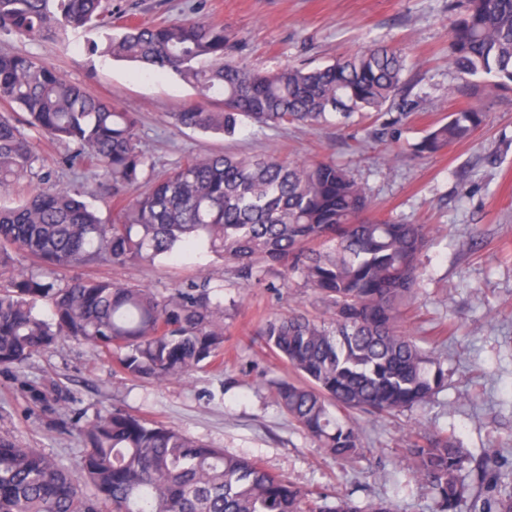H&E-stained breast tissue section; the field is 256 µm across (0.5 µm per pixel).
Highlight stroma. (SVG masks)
I'll return each mask as SVG.
<instances>
[{"instance_id": "1", "label": "stroma", "mask_w": 512, "mask_h": 512, "mask_svg": "<svg viewBox=\"0 0 512 512\" xmlns=\"http://www.w3.org/2000/svg\"><path fill=\"white\" fill-rule=\"evenodd\" d=\"M195 0H112V27L127 22H176ZM203 16L234 36L235 60L260 70L287 64L318 65L376 42L401 48L405 79L416 108L397 133L384 130L386 114L348 122L260 128L248 125L232 140L177 131L168 119L196 96L171 74L157 75L107 56L88 55L89 41L107 30L70 31L28 41L0 33V52H23L61 70L88 92L139 117L147 177L164 175L188 157L216 150L278 155L294 161L330 156L367 183L375 212L430 228L420 257V288L405 325L448 370V386L430 402L387 416H358L361 456L336 459L292 424L275 393L289 370L255 338L267 319L294 309L320 313L303 280L271 266L265 281L246 286L207 249L152 265L95 267V275L136 284L165 296L172 288L211 279L224 299V362L182 379L158 383L118 372L93 345L60 339L22 368L0 371V434L75 462L83 448L68 410H121L166 422L227 452L257 459L294 484L362 504L387 499L400 512H434L431 489L409 467L408 438L416 424L453 434L474 459L512 448V93L449 95L461 80L448 62V0H204ZM485 113L476 136L446 152L413 157L410 146L433 123L459 108ZM375 130L365 138L364 129ZM39 160L51 172L82 185L103 219H111L103 177L94 168L59 166L66 148L29 131Z\"/></svg>"}]
</instances>
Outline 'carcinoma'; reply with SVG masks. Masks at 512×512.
Segmentation results:
<instances>
[{
	"label": "carcinoma",
	"instance_id": "obj_1",
	"mask_svg": "<svg viewBox=\"0 0 512 512\" xmlns=\"http://www.w3.org/2000/svg\"><path fill=\"white\" fill-rule=\"evenodd\" d=\"M451 9L456 71L478 79L488 96L512 91V0H452ZM110 26L112 0H0V33L29 40ZM232 40L213 21L135 23L87 50L176 74L197 99L169 113L171 124L226 138L245 123L318 125L415 107L399 48L372 44L323 65L267 72L230 58ZM0 104L10 108L0 113V192L32 174L29 127L71 148L63 166L99 169L112 208L107 224L82 186L61 184L50 171L21 203L0 205V272H8L0 280V369L21 367L62 337L116 350L119 372L157 382L216 361L224 354V301L209 280L159 297L94 275L53 278L70 267L151 264L204 240L242 283H259L266 267L282 263L322 302L319 315L294 310L255 332L296 373L276 383L278 399L318 447L346 460L362 450L360 425L340 420L334 407L382 416L427 403L445 386L441 361L402 324L419 289L426 226L377 216L369 187L344 165L216 151L146 183L137 115L29 54H0ZM483 122L484 113L461 109L430 126L412 152L435 155ZM18 252L28 266H14ZM42 299L51 304L49 321L35 311ZM74 420L85 442L79 480L58 458L0 436V512H398L385 499L330 504L163 422L109 409ZM409 454L437 512H512V466L479 464L468 483L467 450L422 426Z\"/></svg>",
	"mask_w": 512,
	"mask_h": 512
}]
</instances>
